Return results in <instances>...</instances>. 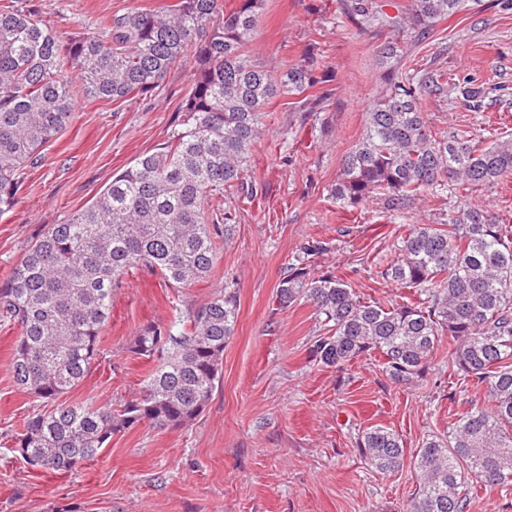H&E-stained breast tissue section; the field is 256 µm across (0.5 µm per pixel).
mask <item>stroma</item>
Here are the masks:
<instances>
[{"label":"stroma","instance_id":"1","mask_svg":"<svg viewBox=\"0 0 512 512\" xmlns=\"http://www.w3.org/2000/svg\"><path fill=\"white\" fill-rule=\"evenodd\" d=\"M65 36H98L103 17L156 8L165 0H25ZM349 0H265L249 45L253 61L277 71L306 65L321 84L306 96H277L265 107L263 134L249 170L257 194L228 191L233 216L210 275L186 288L131 269L112 297L99 354L84 380L62 395L69 405H110L139 396L151 368L129 347L137 331L165 324L237 289L240 310L224 349L220 378L204 411L161 429L149 422L114 435L98 455L68 474L36 470L15 450L16 436L40 402L18 389L10 364L19 327L0 326V512H405L417 484L411 463L427 437L447 433L451 412L484 404V389L458 380L440 346L427 380L392 384L372 357L336 368L309 356L323 324L299 300L279 308L276 287L289 262L313 240L328 242L318 272L344 276L365 298L389 303L401 290L383 271L409 224H436L458 198L430 197L408 214L380 203L336 204L330 191L341 161L364 133L365 113L384 88L381 45L398 38L400 67L432 68L449 81L489 90L481 111L455 94L422 103L434 130H489L512 137V5L463 0L427 39L357 24ZM191 65L171 70L151 96L123 104L88 102L74 92V118L49 143L25 189L0 214V281L49 225L107 186L115 173L164 144L191 87ZM394 430L404 443L403 470L380 474L360 458L366 428Z\"/></svg>","mask_w":512,"mask_h":512}]
</instances>
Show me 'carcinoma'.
<instances>
[{
	"instance_id": "1",
	"label": "carcinoma",
	"mask_w": 512,
	"mask_h": 512,
	"mask_svg": "<svg viewBox=\"0 0 512 512\" xmlns=\"http://www.w3.org/2000/svg\"><path fill=\"white\" fill-rule=\"evenodd\" d=\"M460 6L413 0L388 24L419 41ZM263 9L264 0H238L230 10L224 0H174L114 14L99 36L78 38L19 0H0V214L23 192V171L72 122V78L91 100L124 102L153 92L193 57L180 128L64 223L49 225L0 283V321L20 328L11 362L17 388L48 402L83 380L128 270L144 268L171 288L211 273L217 238L231 220L222 215L224 191L254 195L248 162L264 106L317 84L306 67L274 73L249 59ZM348 13L378 20L373 0H352ZM446 85L437 71L389 68L366 112L364 136L342 160L336 203L357 208L376 200L403 215L425 194L452 197L512 175L511 138L486 143L466 130L431 128L422 101ZM453 91L470 108L488 95L472 80ZM325 251L323 241L304 246L276 290L279 306L305 300L329 325L310 346L312 360L343 371L374 354L389 381L407 387L429 375L446 338L453 374L486 392L487 404L456 414L449 435L423 441L409 512H467L472 479L490 489L511 486L512 229L471 201L448 206L438 224L410 226L384 275L414 298L387 305L365 300L337 275L316 274L311 258ZM238 314L237 292L226 286L170 323L141 327L129 352L153 366L139 397L35 413L16 451L33 467L69 473L142 421L168 428L196 419L211 399ZM355 447L381 474L404 467L403 441L389 428L362 431Z\"/></svg>"
}]
</instances>
